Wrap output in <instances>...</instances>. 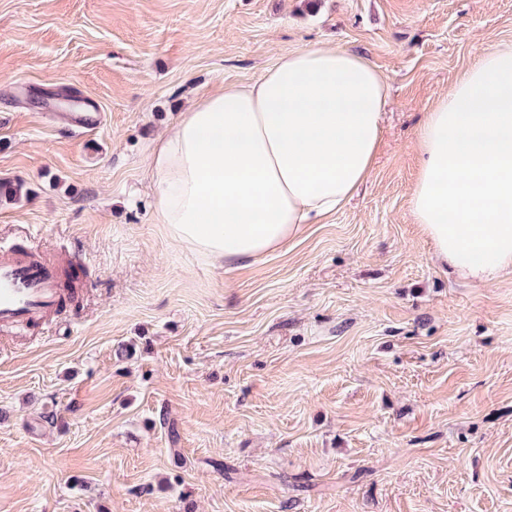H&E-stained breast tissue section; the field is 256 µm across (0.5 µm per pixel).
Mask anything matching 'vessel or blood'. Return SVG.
Listing matches in <instances>:
<instances>
[{
  "label": "vessel or blood",
  "mask_w": 512,
  "mask_h": 512,
  "mask_svg": "<svg viewBox=\"0 0 512 512\" xmlns=\"http://www.w3.org/2000/svg\"><path fill=\"white\" fill-rule=\"evenodd\" d=\"M59 267L43 250L14 244L0 247V329L42 327L59 310L63 290Z\"/></svg>",
  "instance_id": "obj_1"
}]
</instances>
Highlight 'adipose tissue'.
<instances>
[{
  "mask_svg": "<svg viewBox=\"0 0 512 512\" xmlns=\"http://www.w3.org/2000/svg\"><path fill=\"white\" fill-rule=\"evenodd\" d=\"M387 83L331 45L282 55L253 83L202 95L149 157L155 221L211 263L283 250L368 179ZM410 207L434 259L488 284L512 270V45L486 51L427 112Z\"/></svg>",
  "mask_w": 512,
  "mask_h": 512,
  "instance_id": "1",
  "label": "adipose tissue"
}]
</instances>
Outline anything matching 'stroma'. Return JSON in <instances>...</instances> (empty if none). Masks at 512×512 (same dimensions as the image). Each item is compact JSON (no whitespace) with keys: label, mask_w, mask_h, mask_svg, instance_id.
<instances>
[{"label":"stroma","mask_w":512,"mask_h":512,"mask_svg":"<svg viewBox=\"0 0 512 512\" xmlns=\"http://www.w3.org/2000/svg\"><path fill=\"white\" fill-rule=\"evenodd\" d=\"M319 43L388 83L369 178L245 267L172 241L152 139ZM502 43L512 0H0V245L79 275L0 332V512H512V274L450 277L409 209L419 124Z\"/></svg>","instance_id":"stroma-1"}]
</instances>
